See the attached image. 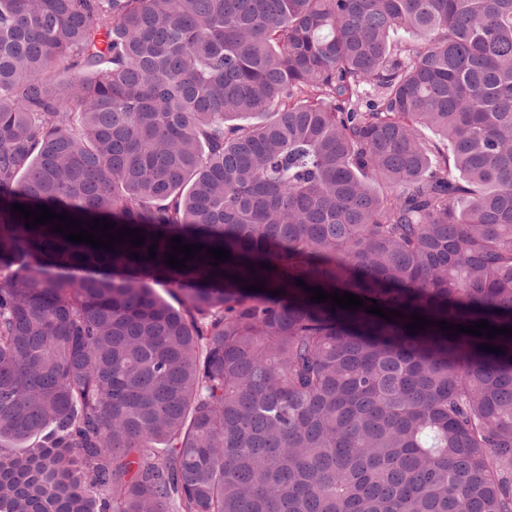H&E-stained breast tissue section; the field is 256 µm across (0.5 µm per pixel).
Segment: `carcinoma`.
<instances>
[{"mask_svg": "<svg viewBox=\"0 0 512 512\" xmlns=\"http://www.w3.org/2000/svg\"><path fill=\"white\" fill-rule=\"evenodd\" d=\"M482 319L512 0H0V512H512V334L434 325Z\"/></svg>", "mask_w": 512, "mask_h": 512, "instance_id": "carcinoma-1", "label": "carcinoma"}]
</instances>
